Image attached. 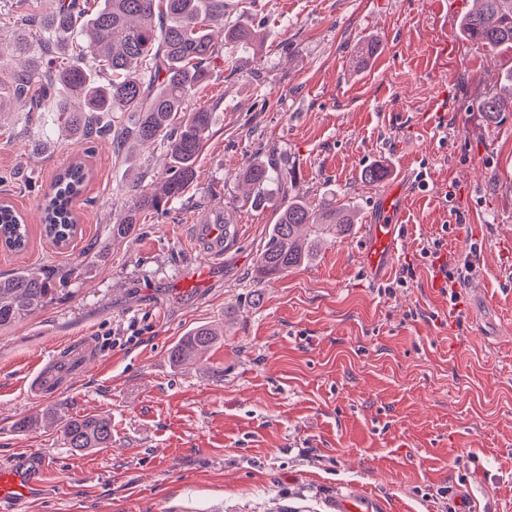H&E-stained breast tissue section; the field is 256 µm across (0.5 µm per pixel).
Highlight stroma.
Wrapping results in <instances>:
<instances>
[{
	"instance_id": "35a3bbf8",
	"label": "stroma",
	"mask_w": 512,
	"mask_h": 512,
	"mask_svg": "<svg viewBox=\"0 0 512 512\" xmlns=\"http://www.w3.org/2000/svg\"><path fill=\"white\" fill-rule=\"evenodd\" d=\"M474 0H226L224 22L261 27L224 50L194 100L215 108L197 176L130 239L110 227L133 186L165 178L160 147L110 140L92 153L49 112L0 115V200L25 218L29 247L0 248V274L84 265L45 311L0 330V467L28 468L29 494L0 512H327L368 493L387 512H512V114L487 121L512 53L460 37ZM378 41L369 64L353 52ZM445 97L447 112L428 111ZM289 195L358 215L310 263L265 279L258 249L276 221L240 178L268 149ZM90 170L65 248L38 207L73 161ZM409 196L390 273L360 262L383 184ZM211 211L237 226L206 279L189 227ZM475 255L457 305L422 250ZM210 325L224 338L172 364L169 348ZM89 342L97 359L37 395L29 380ZM104 414L112 445L65 448L46 406Z\"/></svg>"
}]
</instances>
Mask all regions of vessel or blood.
I'll return each mask as SVG.
<instances>
[{
	"label": "vessel or blood",
	"instance_id": "1",
	"mask_svg": "<svg viewBox=\"0 0 512 512\" xmlns=\"http://www.w3.org/2000/svg\"><path fill=\"white\" fill-rule=\"evenodd\" d=\"M405 198L394 193L387 197L382 205V214L378 222L372 224L371 233L364 247V257L374 276L382 278L389 272L388 261L397 252V236L403 221ZM196 250L203 259V271L213 270L215 264L224 255V249L233 240L234 234L229 225L224 224L218 213L202 216L191 227ZM32 477L18 468L0 469V496L7 493H27ZM331 512H384L381 500L362 494L339 495L329 503Z\"/></svg>",
	"mask_w": 512,
	"mask_h": 512
}]
</instances>
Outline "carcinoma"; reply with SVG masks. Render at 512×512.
I'll return each instance as SVG.
<instances>
[{"label":"carcinoma","mask_w":512,"mask_h":512,"mask_svg":"<svg viewBox=\"0 0 512 512\" xmlns=\"http://www.w3.org/2000/svg\"><path fill=\"white\" fill-rule=\"evenodd\" d=\"M479 7L459 24V34L493 55L512 51V0H479ZM38 33L44 53L33 41L15 37L7 52L24 58V67L7 82L0 80V112L28 99L41 112H54L79 142L102 138L119 146L132 137L142 145L162 143L170 157L168 176L159 193L144 190L112 225V241L131 237L141 213L164 214L181 199L196 177V162L213 125L209 105L188 107L209 68L224 56L225 46H248L260 37L255 27L224 25V0H50L26 18ZM503 93L479 103L493 121L512 112V69L502 80ZM96 112L112 113L106 129L91 122ZM270 160L254 162L242 180L261 190L275 179ZM87 172L78 162L60 170L43 198L41 223L46 236L66 244L76 224L71 205L84 190ZM276 223L257 257L258 278H270L311 260L327 237L349 234L355 224L347 207L314 211L288 199L278 206ZM0 242L15 252L28 246L27 225L0 206ZM76 268H46L42 275L26 271L0 276V329L44 310ZM219 340L208 325L182 337L170 359L183 363L205 354ZM68 448L81 454L112 446V423L103 415L63 418Z\"/></svg>","instance_id":"obj_1"}]
</instances>
